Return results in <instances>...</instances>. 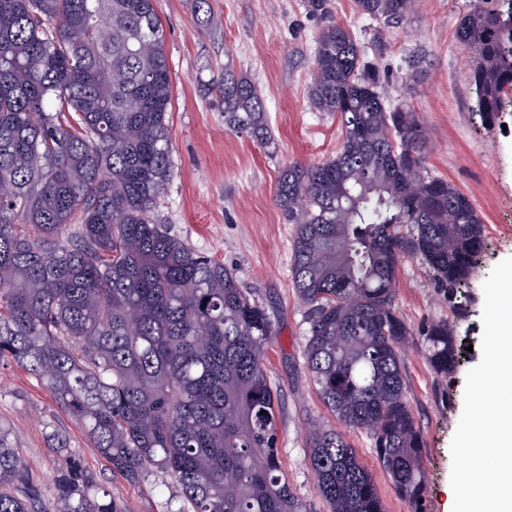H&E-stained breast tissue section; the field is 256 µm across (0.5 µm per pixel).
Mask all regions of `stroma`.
I'll list each match as a JSON object with an SVG mask.
<instances>
[{
	"label": "stroma",
	"mask_w": 512,
	"mask_h": 512,
	"mask_svg": "<svg viewBox=\"0 0 512 512\" xmlns=\"http://www.w3.org/2000/svg\"><path fill=\"white\" fill-rule=\"evenodd\" d=\"M471 0H411L407 24L388 28L362 15L355 0H327L324 12L309 0H154L164 32L172 83L168 114L172 175L154 217L193 250L235 269L241 287L262 301L278 326L265 366L278 396L277 446L288 483L313 512H326L306 465L305 431L317 422L343 434L372 474L385 512H411L377 460L369 435L338 422L319 398L304 363L307 307L292 279L295 225L276 204L279 174L292 162L334 156L342 140L338 115L314 110L308 86L321 29H348L379 68L390 105L413 106L429 132L426 165L432 176L467 194L481 219L487 246L467 289L465 318L452 319L447 296L435 288L420 260L397 272L398 309L412 329L452 319L459 366L436 376L418 341L406 347V397L424 436L426 492L423 512H451L450 443L462 409L466 374L481 353L484 297L491 269L512 257V93L500 124L485 129L470 116L469 53L455 33ZM421 62L411 69L410 59ZM261 91L275 144L228 130L212 85L225 64ZM0 419L9 422L42 498L54 512L53 474L63 459L49 450L45 432L69 439L83 465L119 498L127 512H166L179 507V490L162 472L138 485L112 475L96 448L49 391L27 370L0 365Z\"/></svg>",
	"instance_id": "1"
}]
</instances>
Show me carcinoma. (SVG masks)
Listing matches in <instances>:
<instances>
[{
    "instance_id": "cac0c4a2",
    "label": "carcinoma",
    "mask_w": 512,
    "mask_h": 512,
    "mask_svg": "<svg viewBox=\"0 0 512 512\" xmlns=\"http://www.w3.org/2000/svg\"><path fill=\"white\" fill-rule=\"evenodd\" d=\"M409 4L356 0L387 25L407 23ZM457 39L471 51L472 119L493 128L512 91V6L474 0ZM216 89L228 129L274 144L250 79L227 64ZM308 98L340 115L343 138L324 161L284 167L277 185L296 225L305 364L324 405L369 435L396 493L421 512L423 437L402 349L418 335L446 376L457 347L446 320L411 329L396 274L421 260L460 318L484 228L470 197L428 172L419 113L386 106L376 67L337 23L318 34ZM170 104L153 0H0V363L34 375L112 475L170 476L175 512H312L281 470L264 366L274 321L234 270L152 216L172 174ZM46 440L68 452L63 433ZM306 447L327 512H384L341 433L312 425ZM53 485L58 512H126L74 459ZM0 512H47L2 423Z\"/></svg>"
}]
</instances>
